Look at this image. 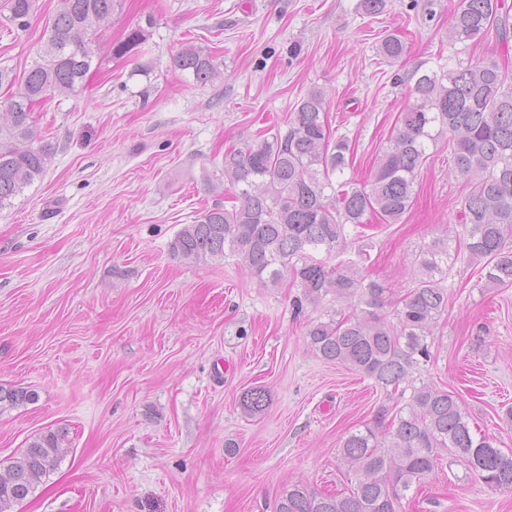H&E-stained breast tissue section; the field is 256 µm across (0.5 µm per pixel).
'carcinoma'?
I'll use <instances>...</instances> for the list:
<instances>
[{
	"instance_id": "cac0c4a2",
	"label": "carcinoma",
	"mask_w": 512,
	"mask_h": 512,
	"mask_svg": "<svg viewBox=\"0 0 512 512\" xmlns=\"http://www.w3.org/2000/svg\"><path fill=\"white\" fill-rule=\"evenodd\" d=\"M9 18L23 27L34 0H0ZM59 10L38 60L21 82L0 69V87L19 85L0 105V210L47 169L46 149L24 145L33 135V114L51 94L71 95L84 85L92 67L98 24L112 18L118 0H59ZM496 29L512 36V11L505 0H458L448 25V41L465 46ZM87 43L75 55L71 43ZM141 27L112 43L110 53H139ZM406 51L396 36L382 40L379 52L397 60ZM174 67L205 84L216 65L211 53L186 44ZM414 102L399 113L391 143L362 184L338 181L349 165L344 137L331 138L325 121L326 98L310 89L289 113L286 130L248 141L224 154V179L237 203L216 204L171 242L178 257L207 262L230 253L265 287L281 284L286 272L299 282L311 304L331 295L350 305L328 319L311 323L308 346L320 358L341 364L391 387L401 406L382 405L373 418L350 432L339 449L350 487L336 494H313L299 482L283 488L276 512H398L412 487L439 465L442 454L461 458L494 490H512V452L490 436H475L454 392L432 383H409L420 359L430 358L427 338L444 312L448 291L434 272L448 262V246L436 242L421 261L415 285L391 300L390 289L367 280L356 261L334 265L313 256L348 248L345 225L365 224L375 215L395 224L412 206L414 185L430 149L443 143L452 155V174L468 192L460 209L469 259L482 263L485 288L512 286V85L500 62L488 57L460 61L440 74L417 66ZM395 304L393 316L384 309ZM409 387H403V384ZM269 392L253 387L240 398L244 411L257 415L269 404ZM38 399L26 387L0 385V411ZM68 445L64 427L34 436L21 454L0 466V512H11L58 466Z\"/></svg>"
}]
</instances>
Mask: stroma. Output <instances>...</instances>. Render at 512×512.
I'll use <instances>...</instances> for the list:
<instances>
[{
    "instance_id": "obj_1",
    "label": "stroma",
    "mask_w": 512,
    "mask_h": 512,
    "mask_svg": "<svg viewBox=\"0 0 512 512\" xmlns=\"http://www.w3.org/2000/svg\"><path fill=\"white\" fill-rule=\"evenodd\" d=\"M456 0H120L102 26L83 88L35 114L43 176L0 211V384L38 399L0 412V462L59 426L69 448L13 512H274L282 488L347 482L337 452L387 402L374 380L320 358L310 324L341 304L301 303L293 278L264 288L233 256L174 257L183 225L223 202L224 152L285 126L310 88L323 90L333 136L345 137L363 181L410 102L419 63L456 58ZM57 0H35L26 29L0 14V68L15 77L38 57ZM142 26L147 52L115 58L111 42ZM398 61L379 55L388 34ZM209 49L216 73L196 83L173 57ZM447 146L431 149L410 210L396 224L347 225V259L395 293L411 286L432 242L459 243L465 182ZM480 267L448 263V305L414 383L455 392L475 434L512 449V287L486 288ZM266 387L252 416L240 397ZM402 512H512L445 459Z\"/></svg>"
}]
</instances>
